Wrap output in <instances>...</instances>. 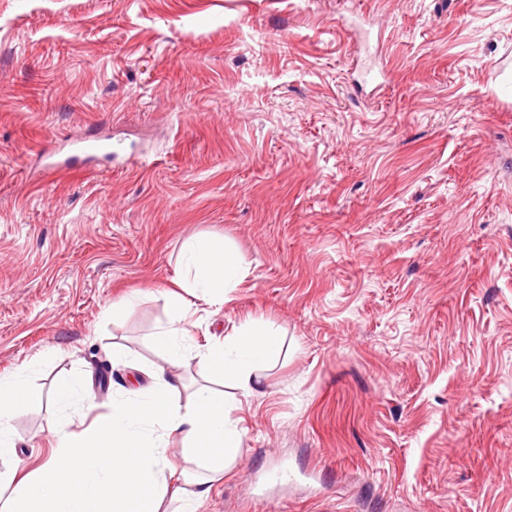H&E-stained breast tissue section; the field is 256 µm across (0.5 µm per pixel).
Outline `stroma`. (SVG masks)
Here are the masks:
<instances>
[{
  "mask_svg": "<svg viewBox=\"0 0 512 512\" xmlns=\"http://www.w3.org/2000/svg\"><path fill=\"white\" fill-rule=\"evenodd\" d=\"M112 153L44 169L89 135ZM283 336L198 512H512V0H0V377L24 473L165 364L188 239ZM124 312L112 311L132 291ZM122 346V362L112 359ZM33 403L27 378L20 371L11 378H0V458L16 456L12 422ZM80 400L88 402V394L82 377L66 379L57 385L54 401L60 407L66 409Z\"/></svg>",
  "mask_w": 512,
  "mask_h": 512,
  "instance_id": "obj_1",
  "label": "stroma"
}]
</instances>
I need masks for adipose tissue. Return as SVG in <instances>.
<instances>
[{
    "label": "adipose tissue",
    "mask_w": 512,
    "mask_h": 512,
    "mask_svg": "<svg viewBox=\"0 0 512 512\" xmlns=\"http://www.w3.org/2000/svg\"><path fill=\"white\" fill-rule=\"evenodd\" d=\"M182 252L178 289L168 296L169 320L152 343L172 363L197 354L204 374L251 395L261 386L260 369L280 353L282 338L254 325L195 352L187 328L195 302L223 306L243 270L223 241L209 235L190 239ZM181 384L178 375L157 370L151 386L122 388L109 411L79 431L65 409L87 400L84 381L60 382L54 401L64 412L49 425L54 451L36 474L0 487V512H161L178 479L192 484L182 493L181 512H197L211 483L235 464L243 432L223 393L203 387L184 402L177 396ZM32 403L24 373L0 378V458L15 455L12 422ZM175 438L198 474L172 464L168 450Z\"/></svg>",
    "instance_id": "1"
}]
</instances>
